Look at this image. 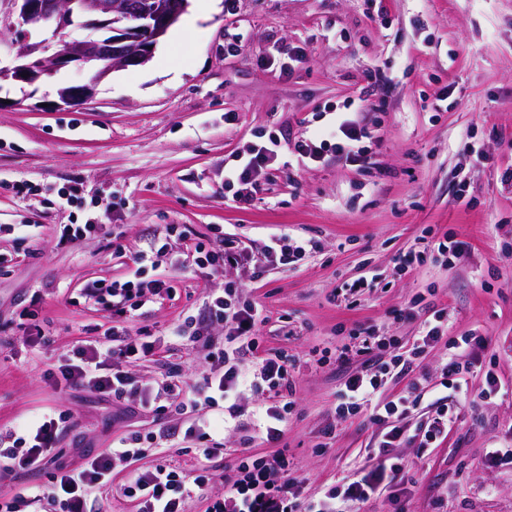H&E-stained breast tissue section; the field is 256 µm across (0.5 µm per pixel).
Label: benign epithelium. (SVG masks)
<instances>
[{"label":"benign epithelium","mask_w":512,"mask_h":512,"mask_svg":"<svg viewBox=\"0 0 512 512\" xmlns=\"http://www.w3.org/2000/svg\"><path fill=\"white\" fill-rule=\"evenodd\" d=\"M188 6L189 0H0V27L11 30L18 23L55 34L72 26L90 30L52 54L43 44L13 43L16 64L0 69V76L31 85L70 64L92 66V83L59 91L56 107H77L113 70L148 62Z\"/></svg>","instance_id":"7a95c632"}]
</instances>
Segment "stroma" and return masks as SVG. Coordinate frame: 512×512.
Segmentation results:
<instances>
[{"mask_svg":"<svg viewBox=\"0 0 512 512\" xmlns=\"http://www.w3.org/2000/svg\"><path fill=\"white\" fill-rule=\"evenodd\" d=\"M301 54L290 73L273 49ZM94 69L68 66L27 85L0 78V429L47 413L65 414L57 446L63 467L80 464L131 431H157L154 414L127 416L128 400L56 393L49 378L72 344L99 337L112 313L77 298L88 282L125 275L150 240L186 253L183 229L209 239L236 234L252 251L272 236L314 240L297 265L250 284L266 310L262 351L288 355L295 404L279 444L266 441L253 414L264 396L245 391L230 452L213 462L212 494L234 477L236 448L259 456L288 450L303 495L312 499L350 475L380 433L367 413L338 417V392L354 365L306 366L312 351L354 345L371 329L409 350L433 310L448 311V341L425 350L419 372L440 381L449 341L485 337L467 376L480 391L487 371L504 390L484 402L459 399L460 418L438 447L407 445L404 512H512V469L491 467L487 449L512 445V0H217L198 29L175 24L145 65L101 81ZM94 83L75 108L57 107L60 89ZM378 107L358 113L371 137L359 167L326 155L319 163L256 176L250 206L233 201L224 171L255 143L294 142L329 127L362 88ZM482 147L475 161L467 144ZM465 191L470 206L454 203ZM98 224L102 233L59 245L63 224ZM467 242L438 258L428 242ZM419 263L402 267L404 255ZM379 275L380 284L346 299L339 290ZM197 272L170 278L172 291L129 319L131 335L160 338L154 360L131 372L163 380L180 365L187 383L203 368L172 328L199 315L209 295L239 280ZM428 293L427 303L411 300ZM36 303L45 333L32 341L18 314ZM332 438H324L326 428Z\"/></svg>","mask_w":512,"mask_h":512,"instance_id":"35a3bbf8","label":"stroma"}]
</instances>
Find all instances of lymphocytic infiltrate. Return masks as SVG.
<instances>
[{
  "instance_id": "f902f5d3",
  "label": "lymphocytic infiltrate",
  "mask_w": 512,
  "mask_h": 512,
  "mask_svg": "<svg viewBox=\"0 0 512 512\" xmlns=\"http://www.w3.org/2000/svg\"><path fill=\"white\" fill-rule=\"evenodd\" d=\"M370 132L358 120L339 113L334 124L324 132L299 138L294 153L302 161L318 162L334 154L345 162L364 163L362 143ZM276 138L254 145L227 178L228 184L246 185L254 176L274 164L279 156ZM192 247L195 264L213 277L223 276L227 266L236 265L247 272L249 280H257L273 268L287 267L304 259L307 244L290 245L287 236L272 239L261 255L250 254L238 237L220 236L218 244L198 240ZM164 248L149 246L134 259L135 271L123 279L105 283L94 281L82 288L81 297L112 307L113 347H105L96 339L75 341L65 360L57 366L52 385L65 393L85 388L102 397H132L140 405L161 414L174 409L181 415L179 428L160 427L157 434L145 437L133 432L110 448L87 457L79 467L67 470L55 466L56 441L60 422L45 415L29 419L0 432V473L15 471L37 473L50 470V484L45 488H29L0 502V512H25L29 505L47 501L53 512H105L104 504L95 496L96 489L113 486L115 463L131 464L127 483L114 486L117 497L135 501L137 512H186L185 503L193 493H207L212 475L206 464L190 471L167 462L141 469L136 465L147 446L163 438L182 434L196 441L198 451L209 460L226 455L223 441L218 440L226 417L237 416L239 389L246 383L262 381L267 398L256 419L267 442H278L283 435L287 413L295 403V384L283 354L275 352L248 365L262 342L260 329L267 320L264 308L246 297L242 285L227 286L223 294L211 297L205 319L186 317L173 328L175 336L186 339L207 366L202 384L188 386L180 374H171L162 382L144 381L130 373L129 364L152 360L154 343L130 337L125 325L128 311L142 309L153 297L166 291L160 279L147 280L146 267L158 266ZM446 309L436 310L433 319L424 321L414 347L394 355L390 361L376 360L369 368L350 374L340 390L339 415L368 412L371 421L381 429L376 448L370 449L368 461L354 477L343 478L329 486L319 498L302 500L300 482L293 474L285 451L265 458L239 449V465L235 479L225 482L223 495L214 497L207 512H346L363 505L382 493L398 501L397 489L402 483L403 467L395 450L404 444L418 442L420 447L434 448L448 436V430L459 418L458 408L449 406L446 398L435 401L431 418L420 427L408 422L410 397H421L424 386L417 375V358L425 349L435 347L445 335ZM224 331L223 342H215L204 334L205 324ZM453 349L441 369L440 385L455 395L468 392L465 378L476 360L471 337L452 342ZM407 379L408 395L389 397L385 386L389 375Z\"/></svg>"
}]
</instances>
